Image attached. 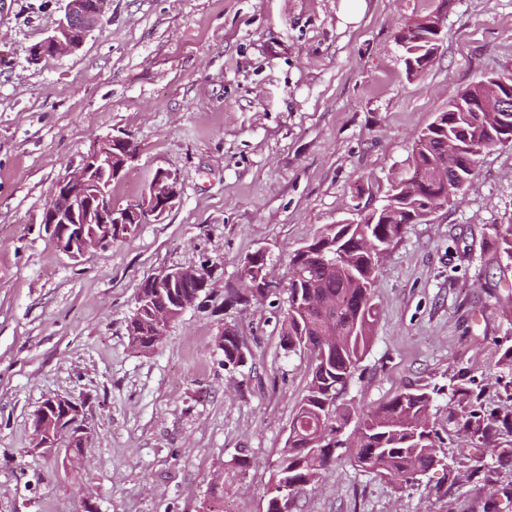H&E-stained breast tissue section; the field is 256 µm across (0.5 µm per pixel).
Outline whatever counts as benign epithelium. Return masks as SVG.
<instances>
[{
  "label": "benign epithelium",
  "instance_id": "obj_1",
  "mask_svg": "<svg viewBox=\"0 0 512 512\" xmlns=\"http://www.w3.org/2000/svg\"><path fill=\"white\" fill-rule=\"evenodd\" d=\"M108 0H67L63 17L54 30L31 49L32 62L38 64L53 57L80 49L88 34L97 27L105 15ZM448 5L442 3L427 18L425 24L436 32L435 42L441 43V33ZM496 103L488 105L475 100L476 112L512 113V86L498 84L490 79ZM137 149L128 135H110L94 142L83 155L80 169L73 175L57 181L52 199L43 209L41 224L49 233L53 244L71 259L78 261L89 251H107L112 247V225L150 224L163 220L179 200L181 190L178 175L159 169L148 189L138 200L125 206L112 201L110 185L119 179L128 164L135 160ZM250 259H245L239 281L247 288L267 292L274 287L273 279L251 278ZM197 284V288L181 295L178 312L195 304L200 292L207 286L203 268H162L152 275V282L160 288L174 280ZM33 449L48 450L54 435L69 433L82 447L91 441L89 428L84 424L83 406L77 401L54 396L46 398L34 418Z\"/></svg>",
  "mask_w": 512,
  "mask_h": 512
}]
</instances>
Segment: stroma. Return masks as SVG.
Returning a JSON list of instances; mask_svg holds the SVG:
<instances>
[{
    "instance_id": "stroma-1",
    "label": "stroma",
    "mask_w": 512,
    "mask_h": 512,
    "mask_svg": "<svg viewBox=\"0 0 512 512\" xmlns=\"http://www.w3.org/2000/svg\"><path fill=\"white\" fill-rule=\"evenodd\" d=\"M108 0L76 52L33 64L65 0H0V512H266L306 353L285 354L288 255L329 224L379 208L410 172L414 142L449 99L512 71V0H450L433 63L408 76L395 36L438 0ZM129 133L137 159L114 187L137 200L157 169L181 197L105 252L72 260L40 222L66 167L93 141ZM512 223V143L484 149L470 188L407 225L377 280L372 340L346 398L365 409L412 385L435 390L431 420L462 467L485 476L399 489L338 464L292 512H512V468L449 432L470 380L502 409L512 371V262L491 228ZM265 250L275 287L224 301L247 255ZM209 265V285L148 353L127 325L142 282ZM235 325L251 357L224 363ZM50 396L82 402L86 460L32 448ZM246 458L239 472L234 462Z\"/></svg>"
}]
</instances>
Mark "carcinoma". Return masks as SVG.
I'll return each mask as SVG.
<instances>
[{"label":"carcinoma","instance_id":"obj_1","mask_svg":"<svg viewBox=\"0 0 512 512\" xmlns=\"http://www.w3.org/2000/svg\"><path fill=\"white\" fill-rule=\"evenodd\" d=\"M428 14L417 15L399 31L397 40L405 53L407 73L414 76L434 59L436 44L431 31L423 26ZM484 76L448 102V109L436 116L415 140L413 175L399 180L389 209L374 224H330L289 256L287 307L281 320V347L287 352L305 351L310 355L311 373L305 393L297 405L288 440L282 449L276 482L267 500V512H280L278 500L285 494H300L316 485L323 475L346 457L357 470L369 472L395 485H415L440 467L444 479L456 484L458 476L446 463L443 438L431 421L432 393L424 386L410 387L389 400L368 409L356 410L342 401L351 379L368 351L371 326L376 315L373 302L378 278L379 254L404 232L411 213L427 206L429 193L414 181L440 165L457 168L458 175L473 181L481 150L512 142V124H484L474 112L462 111L469 98L485 94ZM460 145L459 155H448V141ZM493 242L507 259H512V224L493 226ZM178 288H157L145 280L128 323L131 346L147 353L158 345L159 326L153 311L172 302ZM266 298H245L238 288L227 284L225 300L239 305ZM335 321L339 334L334 345L321 351L327 319ZM224 365L242 366L247 362L236 329L224 326ZM453 395L464 403L461 417L448 412L453 423L472 441L486 446L512 429V406L487 412L481 395L463 380ZM355 422L356 441L349 447L342 431Z\"/></svg>","mask_w":512,"mask_h":512}]
</instances>
